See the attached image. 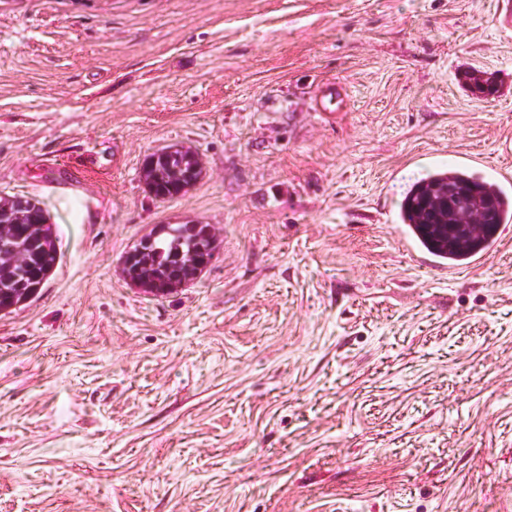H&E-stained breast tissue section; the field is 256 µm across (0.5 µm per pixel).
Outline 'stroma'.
<instances>
[{"label": "stroma", "mask_w": 512, "mask_h": 512, "mask_svg": "<svg viewBox=\"0 0 512 512\" xmlns=\"http://www.w3.org/2000/svg\"><path fill=\"white\" fill-rule=\"evenodd\" d=\"M448 164L512 191L504 0H0V196L61 253L0 312V512H512V236L423 267L398 219ZM184 223L212 263L129 284ZM180 148L165 156H158L150 166L144 163L145 184L149 192L162 201L185 193L186 187L195 184L201 175V169L195 171L198 164L195 154L188 149ZM187 224H167V231L160 234L161 229L157 228L144 241H152L149 246L144 245L142 239L132 249L126 252L123 264L133 260L132 269L138 271L139 278L151 279L159 277L160 270L168 262H176L180 258L183 262L190 253L197 254L204 250L201 256L210 255L211 251L217 249L213 235L210 233V225L201 224L195 236L185 235L183 228Z\"/></svg>", "instance_id": "obj_1"}]
</instances>
